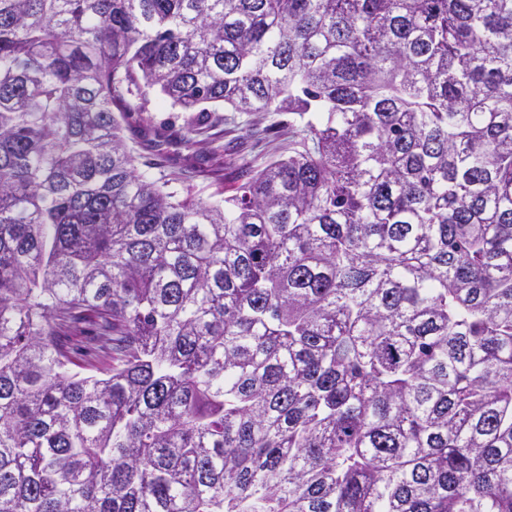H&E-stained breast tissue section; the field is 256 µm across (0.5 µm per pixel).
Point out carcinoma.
<instances>
[{
    "label": "carcinoma",
    "instance_id": "1",
    "mask_svg": "<svg viewBox=\"0 0 512 512\" xmlns=\"http://www.w3.org/2000/svg\"><path fill=\"white\" fill-rule=\"evenodd\" d=\"M0 512H512V0H0ZM153 104H156L154 112H144L145 116H150L154 125H164L169 130L178 133L181 127L184 126L185 120L198 112H177L178 110L171 109L168 105H157L161 102L158 95H152ZM210 112V122L198 136L200 147L209 151L212 147L223 146L233 149L239 155L253 160L254 165L261 167L273 156L288 154V113L282 114H248L245 112ZM257 125V126H255ZM275 125L261 140L252 136L253 128L262 130L266 126Z\"/></svg>",
    "mask_w": 512,
    "mask_h": 512
}]
</instances>
